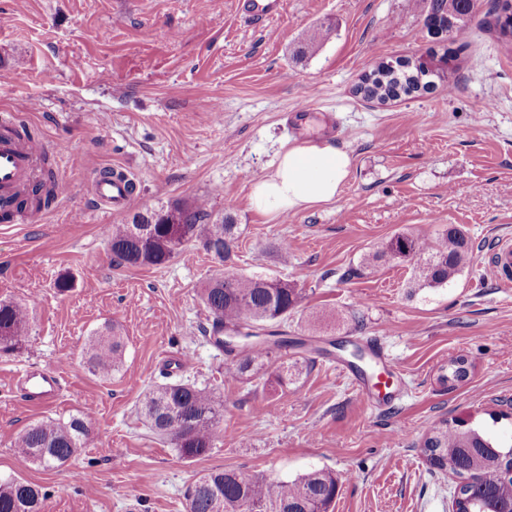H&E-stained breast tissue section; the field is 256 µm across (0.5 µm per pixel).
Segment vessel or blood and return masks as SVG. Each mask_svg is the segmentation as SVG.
<instances>
[{
	"mask_svg": "<svg viewBox=\"0 0 512 512\" xmlns=\"http://www.w3.org/2000/svg\"><path fill=\"white\" fill-rule=\"evenodd\" d=\"M283 6V0H237L239 13L254 24L280 14ZM0 125L11 129L10 134L0 136V223L24 224L28 214L17 207L16 200L39 182L46 146L40 138L26 133L23 113L1 112ZM88 194L95 208L111 213L122 211L134 198L127 180L100 171L92 177ZM485 261L500 287L512 288V240L494 242L485 254ZM25 384L30 402H49L57 394L58 374L33 371L27 373Z\"/></svg>",
	"mask_w": 512,
	"mask_h": 512,
	"instance_id": "vessel-or-blood-1",
	"label": "vessel or blood"
}]
</instances>
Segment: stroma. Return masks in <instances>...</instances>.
I'll return each instance as SVG.
<instances>
[{
    "label": "stroma",
    "mask_w": 512,
    "mask_h": 512,
    "mask_svg": "<svg viewBox=\"0 0 512 512\" xmlns=\"http://www.w3.org/2000/svg\"><path fill=\"white\" fill-rule=\"evenodd\" d=\"M428 3L284 0L253 25L236 0H0V109L38 102L29 131L50 150L57 188L29 223L0 224V300L31 310L22 349L0 354V477L43 487V512H185L186 489L213 469L283 479L324 469L340 484L329 512H449L455 478L429 465L425 438L446 420L512 435V292L483 258L512 235V44L486 25L493 0L449 40L428 33ZM329 23L335 35L309 46ZM445 54L431 93L385 106L354 93L374 62ZM303 103L317 113L306 135L320 138V115L333 114L331 143L353 166L335 201L271 218L250 208L251 185L299 140L289 115ZM102 169L136 182L126 211L92 207L88 181ZM196 200L208 223L228 214L237 225L228 262L193 241L162 267L116 264L108 225ZM449 224L472 259L447 286L420 287L413 264L389 256L345 278L394 235L434 239ZM225 269L298 289L288 333L313 348L275 350L292 366L287 386L228 375L198 295ZM64 275L73 288L61 294ZM108 322L125 348L102 378L82 352ZM331 339L384 348L403 376L393 406L358 393L323 353ZM456 357L471 367L450 387L438 375ZM35 368L62 374L51 405L31 406L12 385ZM167 379L221 403L209 454L180 458L145 421V393ZM81 411L93 439L65 465L15 452L30 424Z\"/></svg>",
    "instance_id": "1"
}]
</instances>
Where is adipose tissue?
Segmentation results:
<instances>
[{
	"label": "adipose tissue",
	"instance_id": "ef3b65f1",
	"mask_svg": "<svg viewBox=\"0 0 512 512\" xmlns=\"http://www.w3.org/2000/svg\"><path fill=\"white\" fill-rule=\"evenodd\" d=\"M351 168V156L326 142H295L282 151L272 173L252 183L249 204L259 213L278 217L332 202Z\"/></svg>",
	"mask_w": 512,
	"mask_h": 512
}]
</instances>
